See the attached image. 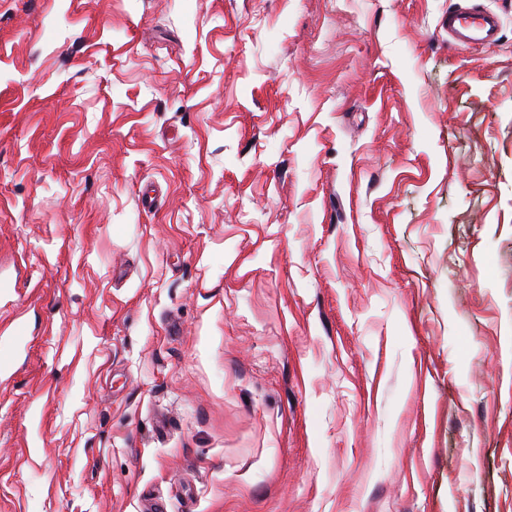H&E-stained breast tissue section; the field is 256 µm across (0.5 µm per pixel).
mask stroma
I'll return each mask as SVG.
<instances>
[{
    "label": "stroma",
    "mask_w": 512,
    "mask_h": 512,
    "mask_svg": "<svg viewBox=\"0 0 512 512\" xmlns=\"http://www.w3.org/2000/svg\"><path fill=\"white\" fill-rule=\"evenodd\" d=\"M1 99L0 512H512V0H0ZM464 14L469 15L472 20H468ZM447 26L448 36L457 47L471 44L493 45L501 27V18L492 10L472 6L465 11L448 12Z\"/></svg>",
    "instance_id": "35a3bbf8"
}]
</instances>
